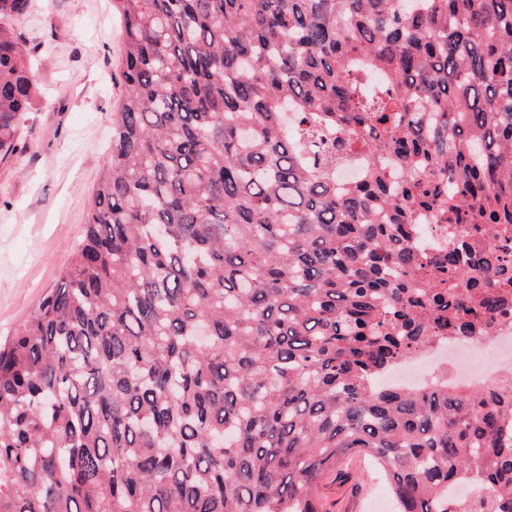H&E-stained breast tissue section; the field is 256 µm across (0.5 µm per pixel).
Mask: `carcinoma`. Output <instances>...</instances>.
Returning <instances> with one entry per match:
<instances>
[{"label": "carcinoma", "instance_id": "cac0c4a2", "mask_svg": "<svg viewBox=\"0 0 512 512\" xmlns=\"http://www.w3.org/2000/svg\"><path fill=\"white\" fill-rule=\"evenodd\" d=\"M116 2L85 240L0 343V512H322L349 453L396 512L464 480L512 512L511 381L378 382L512 307V0ZM27 8L0 0V160ZM427 218L469 234L424 255Z\"/></svg>", "mask_w": 512, "mask_h": 512}]
</instances>
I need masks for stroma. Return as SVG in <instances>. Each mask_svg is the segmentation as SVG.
<instances>
[{"label": "stroma", "mask_w": 512, "mask_h": 512, "mask_svg": "<svg viewBox=\"0 0 512 512\" xmlns=\"http://www.w3.org/2000/svg\"><path fill=\"white\" fill-rule=\"evenodd\" d=\"M14 26L41 55L17 150L0 162L1 341L57 285L83 240L125 92L116 0H29ZM319 494L324 512H373L388 491L356 455L322 479Z\"/></svg>", "instance_id": "1"}]
</instances>
